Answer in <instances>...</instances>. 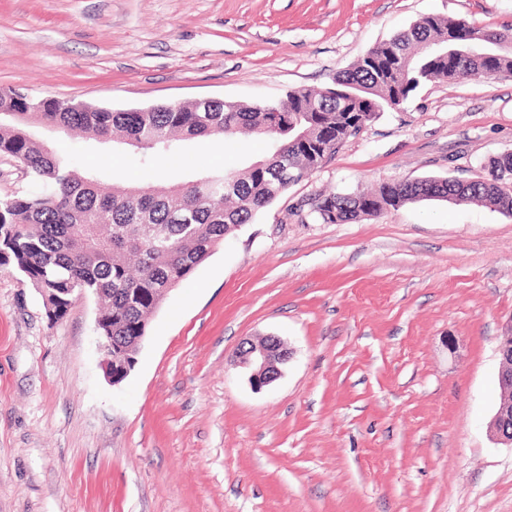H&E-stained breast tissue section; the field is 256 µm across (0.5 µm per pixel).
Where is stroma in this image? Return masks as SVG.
<instances>
[{
  "instance_id": "35a3bbf8",
  "label": "stroma",
  "mask_w": 512,
  "mask_h": 512,
  "mask_svg": "<svg viewBox=\"0 0 512 512\" xmlns=\"http://www.w3.org/2000/svg\"><path fill=\"white\" fill-rule=\"evenodd\" d=\"M428 15L512 29V0H0V88L115 109L319 89ZM62 154L140 176L111 145ZM512 150V78L429 82L228 237L153 315L125 380L99 303L50 321L0 270V512H512V447L488 425L512 319V218L424 200L331 224L318 200L470 180ZM263 144L194 143L244 168ZM287 341L257 389L242 342Z\"/></svg>"
}]
</instances>
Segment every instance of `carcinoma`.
<instances>
[{"mask_svg":"<svg viewBox=\"0 0 512 512\" xmlns=\"http://www.w3.org/2000/svg\"><path fill=\"white\" fill-rule=\"evenodd\" d=\"M503 36L426 16L365 51L331 86L292 88L280 98L247 103L187 100L127 112L1 88L0 110L10 114L0 117V157L16 164L26 186L0 196V269L38 291L51 321L64 317L77 295L98 298L97 335L112 337V353L131 362L165 294L384 109L399 107L431 79L512 75V39L502 44ZM39 125L131 146L141 152L148 177L163 164L185 171L191 143L241 129L264 139L267 155L241 170L209 167L166 189L130 186L39 142L33 132ZM484 170L470 181L427 177L336 193L316 211L323 221L342 224L441 199L512 217V153L491 159ZM226 179L236 183L230 194Z\"/></svg>","mask_w":512,"mask_h":512,"instance_id":"cac0c4a2","label":"carcinoma"}]
</instances>
